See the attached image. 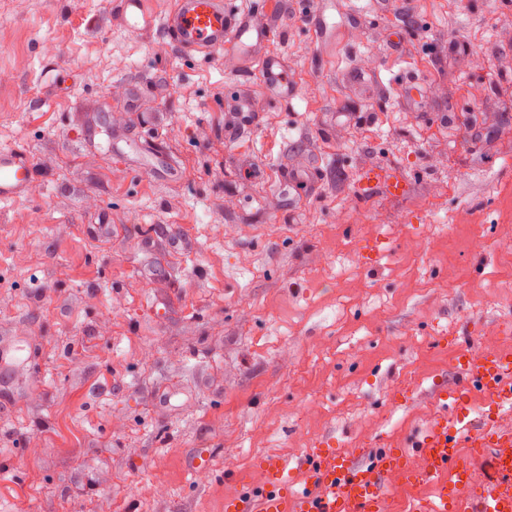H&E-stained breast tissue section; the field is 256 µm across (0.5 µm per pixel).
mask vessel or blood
I'll list each match as a JSON object with an SVG mask.
<instances>
[{
    "label": "vessel or blood",
    "instance_id": "obj_1",
    "mask_svg": "<svg viewBox=\"0 0 512 512\" xmlns=\"http://www.w3.org/2000/svg\"><path fill=\"white\" fill-rule=\"evenodd\" d=\"M119 11L131 29L161 26L186 52L247 43L260 47L275 35L273 28L257 27L243 13L227 12L224 0H176L160 20L147 11L145 0H120ZM262 75L278 88L288 85L278 56L265 55ZM31 176L29 161L0 150V201L25 195ZM381 183L395 194L406 190L385 168L364 172L362 188ZM452 342L459 349L460 378L433 398L453 413L438 417L416 438L415 456L393 448H362L354 453L310 448L292 464L270 454L261 461L263 486L227 498L224 512H388V487L394 479L437 484L436 501H419L415 512H512V428L500 423L502 411L512 410V354L480 346L475 337L465 334ZM21 351L18 338L0 336V370H17ZM475 395L491 403L476 417L470 409ZM482 464L488 474L480 479L476 468Z\"/></svg>",
    "mask_w": 512,
    "mask_h": 512
}]
</instances>
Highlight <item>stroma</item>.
Returning a JSON list of instances; mask_svg holds the SVG:
<instances>
[{"label":"stroma","mask_w":512,"mask_h":512,"mask_svg":"<svg viewBox=\"0 0 512 512\" xmlns=\"http://www.w3.org/2000/svg\"><path fill=\"white\" fill-rule=\"evenodd\" d=\"M116 2L0 0V148L35 167L0 201V335L35 350L0 512H224L266 455L407 450L447 337L512 347V0H235L276 37L191 59ZM373 166L405 194L360 200ZM263 77L275 88L280 89L282 93H288V77L284 71L281 59L272 54H266L262 62ZM285 88L284 90H282Z\"/></svg>","instance_id":"35a3bbf8"}]
</instances>
